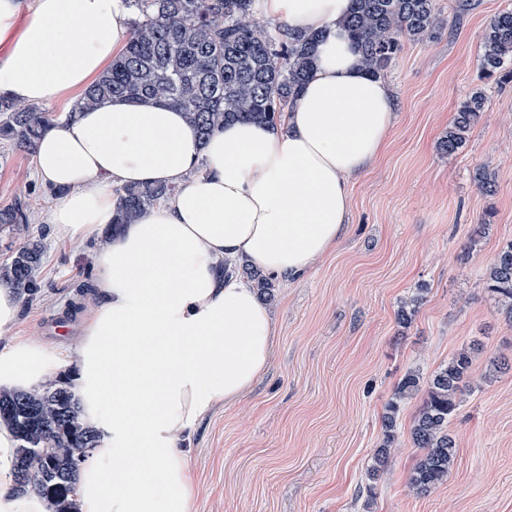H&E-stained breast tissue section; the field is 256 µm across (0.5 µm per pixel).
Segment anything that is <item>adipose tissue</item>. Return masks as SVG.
Returning a JSON list of instances; mask_svg holds the SVG:
<instances>
[{
  "mask_svg": "<svg viewBox=\"0 0 512 512\" xmlns=\"http://www.w3.org/2000/svg\"><path fill=\"white\" fill-rule=\"evenodd\" d=\"M287 32L319 34L314 69L283 125L229 122L200 140L184 112L115 97L43 134L36 174L60 197L47 222L74 249L96 243L98 300L74 359L85 423L79 512H192L189 444L216 408L266 372L277 338L245 264L293 282L343 238L349 184L396 125L387 82L361 63L351 0H256ZM128 0H0V93L24 105L85 90L129 34ZM171 185L136 223L113 228L117 188ZM58 355L20 337L0 349V387L53 380ZM15 438L0 425V512H45L8 495Z\"/></svg>",
  "mask_w": 512,
  "mask_h": 512,
  "instance_id": "obj_1",
  "label": "adipose tissue"
}]
</instances>
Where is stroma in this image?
<instances>
[{"instance_id": "35a3bbf8", "label": "stroma", "mask_w": 512, "mask_h": 512, "mask_svg": "<svg viewBox=\"0 0 512 512\" xmlns=\"http://www.w3.org/2000/svg\"><path fill=\"white\" fill-rule=\"evenodd\" d=\"M436 0L441 27L403 39L385 75L397 122L377 162L354 178L345 237L269 305L278 342L267 371L239 401L219 408L192 437L195 512H512V316L487 290L498 252L512 241V78L484 77L480 36L512 0ZM487 103L458 154L437 143L475 89ZM34 155L0 139V209L29 204V233L43 255L36 299L12 336L63 353L73 381L80 315L93 298L94 249L75 251L47 224L57 200L34 175ZM493 182L478 186L477 170ZM482 237H475L479 225ZM25 235V236H28ZM25 236L0 231V265ZM423 301L409 326L397 312ZM477 346L470 387L449 424L456 440L447 481L419 495L409 477L421 451L411 426L424 395L400 409L378 479L368 469L384 438L383 415L399 380L429 377Z\"/></svg>"}]
</instances>
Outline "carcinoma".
Segmentation results:
<instances>
[{
	"instance_id": "1",
	"label": "carcinoma",
	"mask_w": 512,
	"mask_h": 512,
	"mask_svg": "<svg viewBox=\"0 0 512 512\" xmlns=\"http://www.w3.org/2000/svg\"><path fill=\"white\" fill-rule=\"evenodd\" d=\"M134 17L122 53L81 95L76 108L98 106L113 97L130 101L163 100L187 114L202 137L226 121L274 124L294 104L309 78L317 35L292 33L283 38L258 26L254 0H130ZM345 28L354 40L368 71H385L401 51L400 37L424 41L439 28L435 0H352ZM512 64V9L495 15L481 35L480 65L487 78L505 73ZM486 104L478 89L463 99L437 149L448 156L467 142ZM54 123L50 113L20 107L0 96V138L29 154ZM173 188L127 186L120 189L112 230L135 221ZM28 203L17 201L0 209V228L20 231L29 223ZM43 250L40 241H25L11 262L0 268V280L12 284L22 301L30 303L38 288L34 273ZM487 289L512 315V242L500 249L487 277ZM422 297L403 302L400 323L417 312ZM471 352L463 349L426 381L423 406L413 421L411 438L423 454L416 463L411 486L426 493L448 478L455 440L448 425L467 390ZM420 375L407 373L386 405L385 435L374 456L370 476L377 477L387 463V448L395 440L402 402L420 390ZM0 423L14 434L13 463L47 448L37 480L24 484L13 474L12 491L34 495L51 512H78L74 490L78 467L75 457L94 447L97 434L81 420V405L71 386L58 380L30 392L0 389Z\"/></svg>"
}]
</instances>
